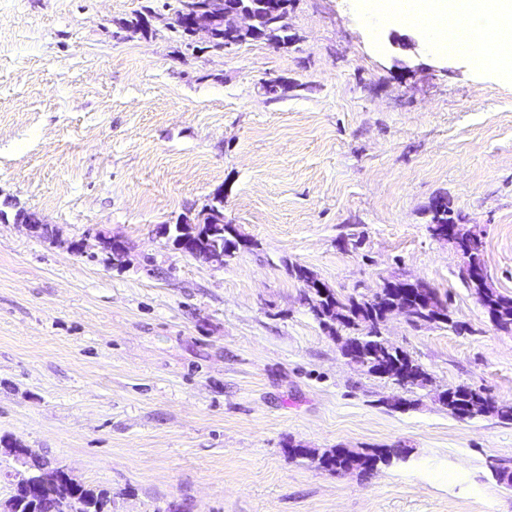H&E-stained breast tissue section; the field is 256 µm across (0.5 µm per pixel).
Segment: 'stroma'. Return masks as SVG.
Instances as JSON below:
<instances>
[{
	"label": "stroma",
	"mask_w": 512,
	"mask_h": 512,
	"mask_svg": "<svg viewBox=\"0 0 512 512\" xmlns=\"http://www.w3.org/2000/svg\"><path fill=\"white\" fill-rule=\"evenodd\" d=\"M176 5L0 0V438L108 490L112 512H512L491 468L512 421L434 400L466 385L512 406V331L429 231L446 202L512 296V75L373 0H291L287 47L222 52L174 29ZM147 7L151 31L128 35ZM215 204L252 247L219 265L159 236ZM292 265L344 298L435 290L447 322L384 329L431 386L345 358ZM292 445L408 459L333 472Z\"/></svg>",
	"instance_id": "1"
}]
</instances>
